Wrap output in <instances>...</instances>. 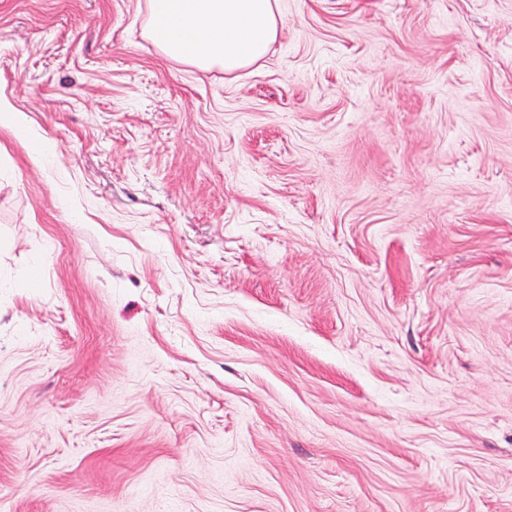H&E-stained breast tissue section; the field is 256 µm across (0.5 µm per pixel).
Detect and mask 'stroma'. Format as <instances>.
Masks as SVG:
<instances>
[{
    "instance_id": "obj_1",
    "label": "stroma",
    "mask_w": 512,
    "mask_h": 512,
    "mask_svg": "<svg viewBox=\"0 0 512 512\" xmlns=\"http://www.w3.org/2000/svg\"><path fill=\"white\" fill-rule=\"evenodd\" d=\"M0 0V512H512V0ZM148 38L170 58L226 76L258 62L281 28L278 0H150Z\"/></svg>"
}]
</instances>
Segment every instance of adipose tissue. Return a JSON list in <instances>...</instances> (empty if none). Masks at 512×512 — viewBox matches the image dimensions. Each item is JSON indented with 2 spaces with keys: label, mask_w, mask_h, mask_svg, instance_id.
Masks as SVG:
<instances>
[{
  "label": "adipose tissue",
  "mask_w": 512,
  "mask_h": 512,
  "mask_svg": "<svg viewBox=\"0 0 512 512\" xmlns=\"http://www.w3.org/2000/svg\"><path fill=\"white\" fill-rule=\"evenodd\" d=\"M148 38L170 58L225 75L265 57L281 28L278 0H149Z\"/></svg>",
  "instance_id": "1"
}]
</instances>
